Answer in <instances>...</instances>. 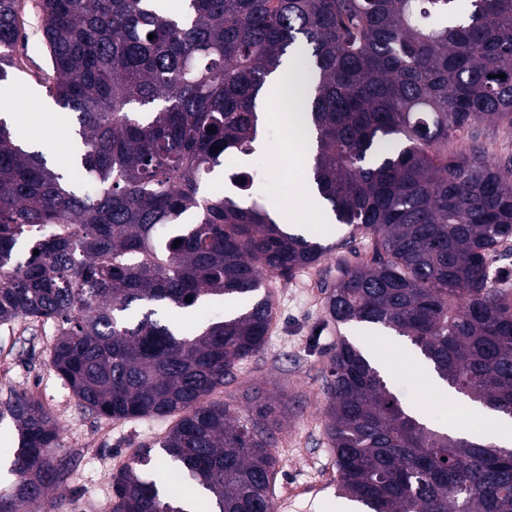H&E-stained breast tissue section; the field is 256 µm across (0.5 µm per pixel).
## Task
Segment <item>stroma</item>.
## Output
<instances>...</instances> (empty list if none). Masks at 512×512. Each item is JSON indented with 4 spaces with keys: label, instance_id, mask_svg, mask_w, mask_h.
<instances>
[{
    "label": "stroma",
    "instance_id": "35a3bbf8",
    "mask_svg": "<svg viewBox=\"0 0 512 512\" xmlns=\"http://www.w3.org/2000/svg\"><path fill=\"white\" fill-rule=\"evenodd\" d=\"M36 0H24L22 19L27 37L15 52L13 89L17 92L13 125L31 130L37 149L54 161L66 160L72 148V123L42 92L41 77L49 69ZM475 132L487 158L504 166L512 161V127L494 121L477 124ZM288 141V125L269 124L261 146L249 156L227 159V166H256L258 176L251 188L255 200L279 201L284 210L297 204L292 190L294 172L274 169ZM344 229L322 234L332 252L312 270L292 277L268 280L273 294V321L264 350L251 358L225 386L224 397L232 399L241 414L255 417L268 412L273 427V451L279 460L276 498L286 500L283 512H336V467L327 445L324 426L326 399L322 376L329 353L339 337L368 345L373 354L391 360V380L407 404L421 405L432 422L454 421L476 425L477 419L457 410L452 399L432 395L424 380L412 369L414 349L397 343L395 337L362 333L328 324L322 308L321 279L336 276L344 258L335 244ZM53 328L19 320L0 327V402L23 394L40 403L60 428V446L54 454L64 468L62 483L51 494L65 500L59 512H107L112 500L111 477L141 445L163 437L173 426L170 418L132 421L106 419L80 406L49 365Z\"/></svg>",
    "mask_w": 512,
    "mask_h": 512
}]
</instances>
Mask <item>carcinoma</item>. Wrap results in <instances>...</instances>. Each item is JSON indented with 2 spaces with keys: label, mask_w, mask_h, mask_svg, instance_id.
<instances>
[{
  "label": "carcinoma",
  "mask_w": 512,
  "mask_h": 512,
  "mask_svg": "<svg viewBox=\"0 0 512 512\" xmlns=\"http://www.w3.org/2000/svg\"><path fill=\"white\" fill-rule=\"evenodd\" d=\"M455 2L185 0L174 16L160 0H38L41 83L74 145L51 165L0 119V325H52L51 367L79 405L175 419L112 473L110 512H186L157 455L208 512H270L266 411L243 421L213 395L264 348L263 277L335 245L276 223L244 174L206 186L225 156L254 151L290 58L310 81L294 105L313 186L346 241L372 246L321 282L328 321L406 338L455 394L512 417V292L490 274L512 240V167L488 164L473 137L483 120L512 126V0H469L464 15ZM22 3L0 0V87L25 39ZM460 140L468 153L450 150ZM214 301L233 309L177 322ZM323 392L338 492L362 512H512V448L417 417L345 336ZM6 418L18 449L0 512H37L62 478L59 429L21 395Z\"/></svg>",
  "instance_id": "cac0c4a2"
}]
</instances>
